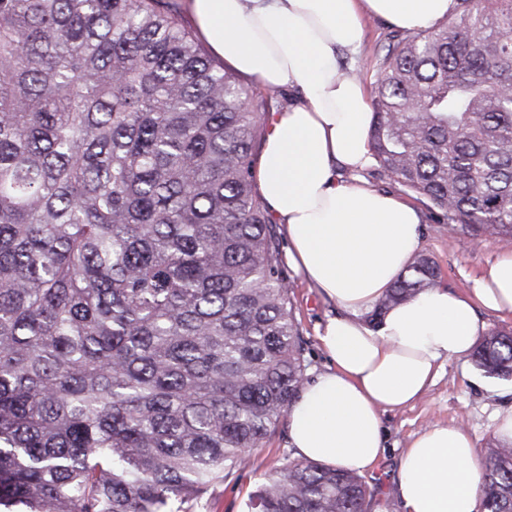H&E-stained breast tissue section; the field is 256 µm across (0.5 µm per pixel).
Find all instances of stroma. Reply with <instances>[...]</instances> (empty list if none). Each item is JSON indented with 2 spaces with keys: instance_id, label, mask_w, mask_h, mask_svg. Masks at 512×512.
Instances as JSON below:
<instances>
[{
  "instance_id": "obj_1",
  "label": "stroma",
  "mask_w": 512,
  "mask_h": 512,
  "mask_svg": "<svg viewBox=\"0 0 512 512\" xmlns=\"http://www.w3.org/2000/svg\"><path fill=\"white\" fill-rule=\"evenodd\" d=\"M393 23L374 16L364 20V41L360 50L348 56L343 68H361L367 88L377 80L375 64L385 53L394 31ZM423 254L430 256L440 269V284L464 292L472 286L494 256L512 250V238L477 241L458 224H424L420 227ZM294 314L306 341L307 381H314L327 371L330 361L320 346L317 331L338 307L323 298L296 272H289ZM512 406V386L491 382L474 370L470 359L444 363L435 383L416 402L404 409L385 414L387 449L374 471L363 478L371 491V504L385 503L387 512H402L397 498V475L400 454L413 435L437 424L464 421L477 448L493 442L492 416L498 409ZM287 423H280L266 444L252 451L243 469L212 487L202 498L215 512H248L251 492L261 484L272 467L294 456Z\"/></svg>"
}]
</instances>
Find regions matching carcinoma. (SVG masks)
<instances>
[{
    "mask_svg": "<svg viewBox=\"0 0 512 512\" xmlns=\"http://www.w3.org/2000/svg\"><path fill=\"white\" fill-rule=\"evenodd\" d=\"M512 0L393 35L369 131L425 218L512 237ZM276 89L211 59L172 0H0V512H194L302 392L305 341L254 177ZM420 254L368 315L433 287ZM472 362L512 382V332ZM483 512H512V445ZM290 458L251 512H367Z\"/></svg>",
    "mask_w": 512,
    "mask_h": 512,
    "instance_id": "1",
    "label": "carcinoma"
}]
</instances>
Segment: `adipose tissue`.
<instances>
[{"mask_svg": "<svg viewBox=\"0 0 512 512\" xmlns=\"http://www.w3.org/2000/svg\"><path fill=\"white\" fill-rule=\"evenodd\" d=\"M454 0H188L212 51L265 85L299 90L274 113L255 179L288 235V260L341 310L318 334L332 366L289 415L297 454L365 472L383 457V416L415 402L443 362L468 356L485 310L512 319V250L498 253L467 292L430 288L390 307L378 327L365 316L417 254L420 218L410 202L342 180L374 158L372 107L361 77L341 71L363 15L407 30L446 18ZM404 512H478V450L464 423L435 425L402 452Z\"/></svg>", "mask_w": 512, "mask_h": 512, "instance_id": "obj_1", "label": "adipose tissue"}]
</instances>
